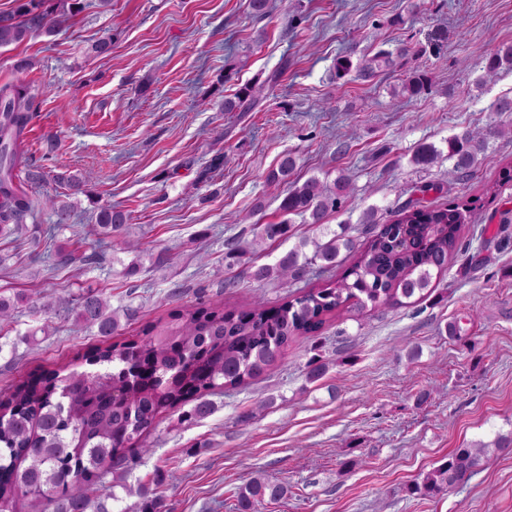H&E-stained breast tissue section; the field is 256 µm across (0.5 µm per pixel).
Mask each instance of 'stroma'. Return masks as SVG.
<instances>
[{"mask_svg":"<svg viewBox=\"0 0 512 512\" xmlns=\"http://www.w3.org/2000/svg\"><path fill=\"white\" fill-rule=\"evenodd\" d=\"M80 3L54 36L0 48V84L45 89L26 147L47 178L32 192L72 206L68 223L44 207L22 235L0 236V292L27 298L6 338L16 355L0 359V395L29 374L73 367L100 343L96 330L41 312L44 296L91 288L112 307L138 309L125 341L201 299L275 305L335 280L315 269L304 283H258L224 264L225 239H251L257 224H290L288 240L254 255L258 265L316 237L301 216L283 215L282 187L265 181L289 153L296 180L351 179V197L326 222L346 225L356 243L368 208L383 224L415 200L466 207L459 250L424 296L356 308L298 337L259 378L213 395L206 419L162 414L136 476L167 472L160 492L171 512H236L238 489L261 474L288 493L259 512H512V447L490 450L467 482L436 497L413 490L455 449L512 433V182L503 178L512 137L489 138L466 179L444 155L413 161L421 144L444 151L450 137L488 128L492 104L512 99V70L485 75L497 46L512 43V0H269L261 20L248 0ZM106 37L111 50L92 53ZM400 46L406 57L371 78L336 73L339 57L357 65ZM23 56L34 66L15 72ZM415 71L427 85L410 97L401 85ZM244 85L260 90L254 108L224 111ZM219 154L223 166L211 169ZM65 170L88 176L84 193L53 181ZM426 183L440 192L421 193ZM103 205L129 213L127 236L141 252L95 233ZM65 244L90 262L59 265ZM162 248L173 264L151 262L149 250ZM217 266L237 288L219 287ZM44 325L48 335L24 342ZM315 358L329 368L311 382Z\"/></svg>","mask_w":512,"mask_h":512,"instance_id":"1","label":"stroma"}]
</instances>
